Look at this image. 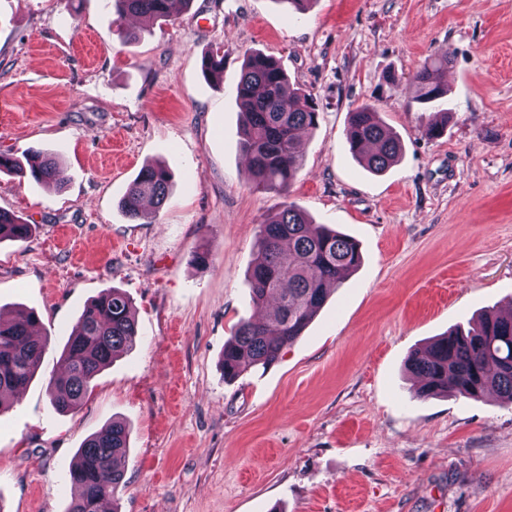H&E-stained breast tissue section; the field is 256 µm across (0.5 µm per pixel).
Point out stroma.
<instances>
[{"mask_svg":"<svg viewBox=\"0 0 512 512\" xmlns=\"http://www.w3.org/2000/svg\"><path fill=\"white\" fill-rule=\"evenodd\" d=\"M136 39L126 42V32ZM273 55L319 104L289 199L353 237L360 266L276 364L233 381L220 362L240 320L259 226L240 149L243 55ZM224 78L204 77L205 54ZM453 53L448 126L405 78ZM375 105L402 144L380 175L345 140ZM53 154L63 184L0 173V210L31 224L0 241V315L34 310L48 345L0 413V512H66L78 448L130 429L119 512H512V407L489 394L422 399L409 355L512 302V0H192L167 22L116 19L105 0H0V152ZM166 166L151 222L117 206ZM208 252L206 266L192 263ZM130 298L139 343L73 413L48 382L84 306Z\"/></svg>","mask_w":512,"mask_h":512,"instance_id":"stroma-1","label":"stroma"}]
</instances>
